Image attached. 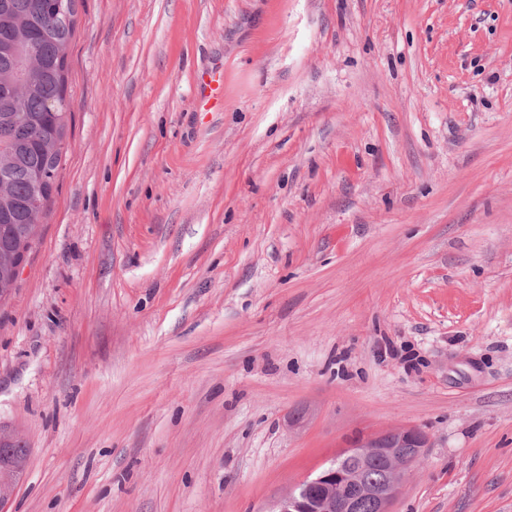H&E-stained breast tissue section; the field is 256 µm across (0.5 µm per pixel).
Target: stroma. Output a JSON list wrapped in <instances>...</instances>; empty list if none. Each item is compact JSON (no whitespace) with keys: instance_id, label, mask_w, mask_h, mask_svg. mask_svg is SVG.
<instances>
[{"instance_id":"35a3bbf8","label":"stroma","mask_w":512,"mask_h":512,"mask_svg":"<svg viewBox=\"0 0 512 512\" xmlns=\"http://www.w3.org/2000/svg\"><path fill=\"white\" fill-rule=\"evenodd\" d=\"M68 62L0 512H272L395 427L392 512H512V0H78ZM224 102V67L212 70L200 86L199 104L205 112L220 107ZM9 448H0V507L9 498L14 486L21 480L24 463L8 454Z\"/></svg>"}]
</instances>
